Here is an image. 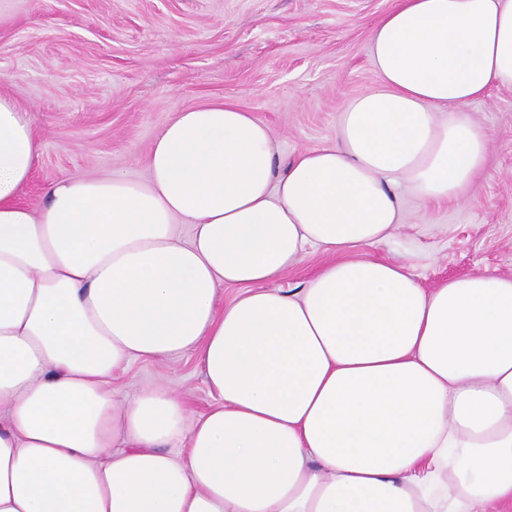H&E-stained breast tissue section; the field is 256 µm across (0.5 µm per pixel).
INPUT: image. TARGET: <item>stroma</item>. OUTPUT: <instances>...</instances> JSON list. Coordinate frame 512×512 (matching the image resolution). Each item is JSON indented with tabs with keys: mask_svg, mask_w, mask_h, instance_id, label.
Instances as JSON below:
<instances>
[{
	"mask_svg": "<svg viewBox=\"0 0 512 512\" xmlns=\"http://www.w3.org/2000/svg\"><path fill=\"white\" fill-rule=\"evenodd\" d=\"M395 0H0V92L28 111L41 155L21 200L71 176L147 174L177 112L229 100L271 130L281 165L335 142L339 117L378 77L374 25ZM494 148L457 202L404 193L403 222L358 257L410 261L430 289L480 272L512 275V88L467 108ZM156 381L204 412L214 401L190 357L133 361L114 393Z\"/></svg>",
	"mask_w": 512,
	"mask_h": 512,
	"instance_id": "obj_1",
	"label": "stroma"
}]
</instances>
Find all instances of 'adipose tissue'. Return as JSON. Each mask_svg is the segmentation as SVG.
<instances>
[{
  "label": "adipose tissue",
  "mask_w": 512,
  "mask_h": 512,
  "mask_svg": "<svg viewBox=\"0 0 512 512\" xmlns=\"http://www.w3.org/2000/svg\"><path fill=\"white\" fill-rule=\"evenodd\" d=\"M370 55L378 87L286 172L267 125L212 101L164 127L145 181L67 177L36 208L41 144L0 93V512L512 504V276L427 290L353 254L401 191L457 200L483 171L466 108L512 88V0H397ZM313 249L334 262L277 288ZM178 355L206 412L161 381L116 399L132 361Z\"/></svg>",
  "instance_id": "obj_1"
}]
</instances>
